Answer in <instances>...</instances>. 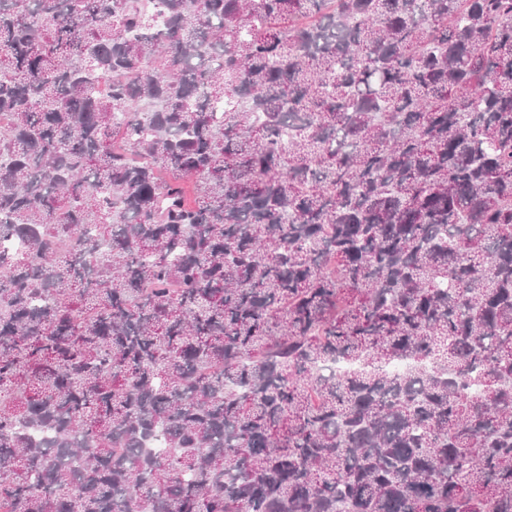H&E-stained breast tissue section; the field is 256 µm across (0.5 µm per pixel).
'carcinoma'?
I'll list each match as a JSON object with an SVG mask.
<instances>
[{"mask_svg":"<svg viewBox=\"0 0 512 512\" xmlns=\"http://www.w3.org/2000/svg\"><path fill=\"white\" fill-rule=\"evenodd\" d=\"M9 238L0 512H512V0H0Z\"/></svg>","mask_w":512,"mask_h":512,"instance_id":"carcinoma-1","label":"carcinoma"}]
</instances>
